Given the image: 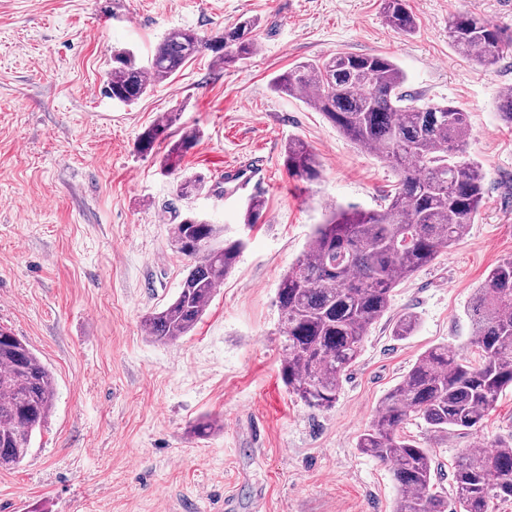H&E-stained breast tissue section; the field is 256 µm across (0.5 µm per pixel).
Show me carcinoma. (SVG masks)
<instances>
[{"instance_id":"cac0c4a2","label":"carcinoma","mask_w":512,"mask_h":512,"mask_svg":"<svg viewBox=\"0 0 512 512\" xmlns=\"http://www.w3.org/2000/svg\"><path fill=\"white\" fill-rule=\"evenodd\" d=\"M382 12L396 33L415 32L407 0H382ZM256 28L255 20L244 19L211 37L172 29L145 65L134 52L118 50L104 92L115 101L133 102L206 52L226 66L244 64L256 53ZM448 38L459 53L487 68L512 46L496 25L469 12L448 18ZM404 84L390 58L371 55L363 64L352 54L303 62L271 81L274 91L290 97L313 92L314 107L339 132L398 172L383 209L330 211L280 280L277 303L286 352L280 375L289 392L312 408L334 405L365 336L388 312L394 288L462 240L482 206L484 176L478 163L465 159L466 113L446 103L414 104ZM170 121L166 116L147 127L136 151L152 152L167 138ZM198 140L199 130H184L169 147L164 170L175 171ZM284 165L303 182L320 175L315 154L300 140L288 141ZM202 188L195 177L177 183L182 197ZM263 208L261 199H250L243 224H256ZM171 239L190 267L175 298L142 318L145 335L158 343L195 329L245 245L241 238L224 237L223 226L190 215L172 225ZM468 314L478 359L448 345L428 349L358 437L362 453L391 466L398 491L393 512H489L495 501H512V436L497 440L491 453L470 448L462 453L453 471L456 497L450 509L435 488L438 464L432 451L399 433L411 418L435 433L476 431L512 387V259L489 271ZM416 326L417 317L404 314L395 320L393 336H410ZM53 401L48 367L25 341L0 327V469L19 465L29 454Z\"/></svg>"}]
</instances>
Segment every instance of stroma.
I'll return each mask as SVG.
<instances>
[{
  "label": "stroma",
  "mask_w": 512,
  "mask_h": 512,
  "mask_svg": "<svg viewBox=\"0 0 512 512\" xmlns=\"http://www.w3.org/2000/svg\"><path fill=\"white\" fill-rule=\"evenodd\" d=\"M413 35L395 33L381 0H0V326L23 338L55 378L53 412L30 454L0 470V512H393L388 465L359 434L384 396L429 348H465L467 308L488 271L512 259V126L497 110L512 87V48L483 68L448 40L465 10L512 34V0H409ZM253 17L258 52L224 67L210 55L123 104L104 93L112 54L146 60L164 34L209 36ZM385 55L416 103L467 113V153L485 199L457 244L395 288L331 408L308 407L280 376L278 284L332 208L380 209L398 175L361 152L271 78L336 54ZM201 136L177 174L166 146L136 152L165 113ZM321 164L306 184L288 175V138ZM262 161L264 211L242 214L246 190L224 199V168ZM203 190L184 200L178 176ZM195 215L244 238L239 260L189 336L147 338L143 316L176 294L189 261L173 247L174 216ZM417 315L412 336L394 321ZM218 417L199 439L191 425ZM404 436L430 448L441 495L454 496L461 453L512 434V390L480 431L437 434L412 419Z\"/></svg>",
  "instance_id": "35a3bbf8"
}]
</instances>
